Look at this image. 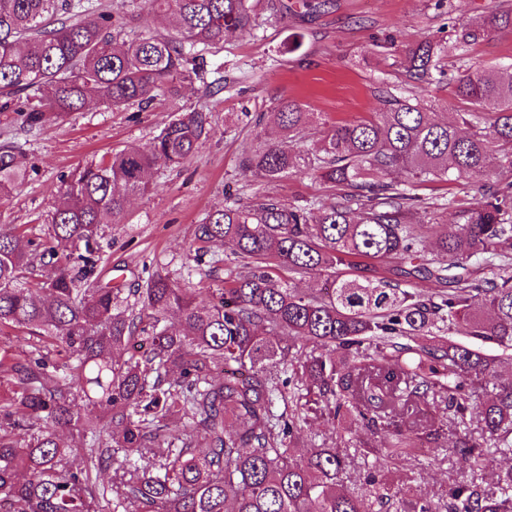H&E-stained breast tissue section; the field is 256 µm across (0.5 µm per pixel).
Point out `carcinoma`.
I'll use <instances>...</instances> for the list:
<instances>
[{
    "instance_id": "obj_1",
    "label": "carcinoma",
    "mask_w": 512,
    "mask_h": 512,
    "mask_svg": "<svg viewBox=\"0 0 512 512\" xmlns=\"http://www.w3.org/2000/svg\"><path fill=\"white\" fill-rule=\"evenodd\" d=\"M176 34L126 41V17L78 10L73 0H0V110L30 128L80 112L175 100L204 81V52L253 33L259 11L282 16L288 0H151ZM512 30V10L452 26L403 52L410 79L460 62L455 93L466 107L454 123L413 95L384 96L385 109L330 125L310 150L293 142L322 114L280 102L282 139L242 161L244 174L279 179L309 167L336 197L284 206L272 198L229 203L197 225L242 261L205 301L157 270L128 303L102 282L105 227L135 196L153 192L149 174L176 166L211 131L204 106L176 113L145 149L111 152L62 176L48 237L26 239L0 226V374L15 380L0 402V512H96L112 493L122 512H512V468L495 482L471 478L436 500L369 472L360 493L341 488L344 455L315 448L295 458L309 413L387 429V455L414 449L392 418L444 394L455 420L449 451L479 467L492 452L512 455V379L480 346L512 350V74L471 64L468 48ZM25 155L0 146V199L25 179ZM456 182L469 199L427 250L416 223L417 184ZM49 268L34 277V259ZM394 263L393 276L376 275ZM323 276L308 293L295 278ZM444 285L429 297L414 281ZM482 304H476V300ZM177 315L181 330L166 319ZM457 333L474 343L412 345ZM288 337V343L280 337ZM63 354L59 363L49 357ZM486 396L481 432L467 427V376ZM179 421L182 432L173 433ZM72 429L85 447L66 444ZM112 473L110 480L104 475Z\"/></svg>"
}]
</instances>
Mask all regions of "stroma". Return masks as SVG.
<instances>
[{
    "label": "stroma",
    "mask_w": 512,
    "mask_h": 512,
    "mask_svg": "<svg viewBox=\"0 0 512 512\" xmlns=\"http://www.w3.org/2000/svg\"><path fill=\"white\" fill-rule=\"evenodd\" d=\"M316 12H295L271 18L260 15L253 34L232 38L209 50L208 69L220 70L224 88L206 92L202 83L186 86L178 100L157 98L150 107L108 108L93 104L80 112L26 131L20 117L0 112V142L14 141L26 155L28 173L13 194L0 200V226L18 225L35 240L47 236L46 219L55 201L60 178L76 167L111 152L146 148L173 111L187 113L206 105L211 132L179 167L156 165L150 179L155 192L134 197L121 222L106 230L107 247L101 266L113 284L126 290L144 287L156 270L168 272L179 285L197 291L222 287L226 269L239 261L216 245L199 254L194 230L207 214L228 199L249 202L272 198L282 205L335 196L332 184L305 169L292 176L266 180L244 175L243 158L259 146L279 140L275 113L280 101L293 99L326 120H349L381 111L380 86L394 94L413 92L434 106L441 118L463 111L455 96L457 61H449L444 77L428 84L409 82L400 64L402 47L434 36L448 35L449 24L483 16L495 4L512 7V0H321ZM83 6H109L124 13L125 39L172 28L154 13L148 0H82ZM299 50L282 53L289 40ZM385 434L348 422L333 425L311 418L294 448L304 455L316 447L335 448L346 456L343 485L361 491L367 472L389 483L445 497L450 485L479 476L494 481L505 462L489 456L472 469L461 456L450 454L451 440L442 438L441 451L429 457L415 450L398 459L387 458Z\"/></svg>",
    "instance_id": "1"
}]
</instances>
